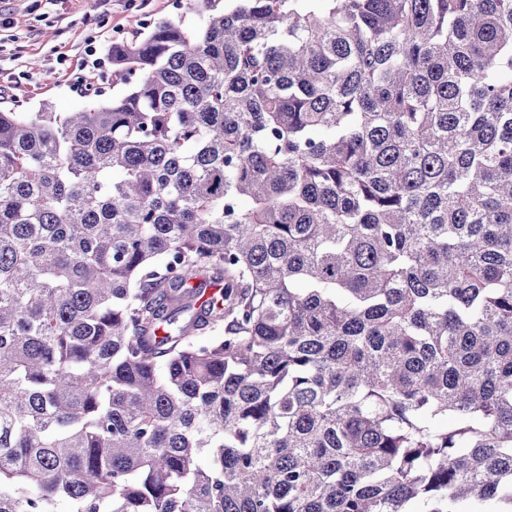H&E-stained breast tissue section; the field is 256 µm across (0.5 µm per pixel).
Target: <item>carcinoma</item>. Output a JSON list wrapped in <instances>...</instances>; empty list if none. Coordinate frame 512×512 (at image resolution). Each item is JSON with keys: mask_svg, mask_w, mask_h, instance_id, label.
I'll return each instance as SVG.
<instances>
[{"mask_svg": "<svg viewBox=\"0 0 512 512\" xmlns=\"http://www.w3.org/2000/svg\"><path fill=\"white\" fill-rule=\"evenodd\" d=\"M0 110V512H512V0H235Z\"/></svg>", "mask_w": 512, "mask_h": 512, "instance_id": "carcinoma-1", "label": "carcinoma"}]
</instances>
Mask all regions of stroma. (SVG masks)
Returning <instances> with one entry per match:
<instances>
[{"label": "stroma", "mask_w": 512, "mask_h": 512, "mask_svg": "<svg viewBox=\"0 0 512 512\" xmlns=\"http://www.w3.org/2000/svg\"><path fill=\"white\" fill-rule=\"evenodd\" d=\"M211 12L205 0H109L89 8L88 0H0V109L36 112L51 105L56 112L84 108L88 99L76 81L93 86L103 97L123 92L111 67L86 65L89 47L106 57L112 42L140 39L147 20L186 16L193 23Z\"/></svg>", "instance_id": "35a3bbf8"}]
</instances>
